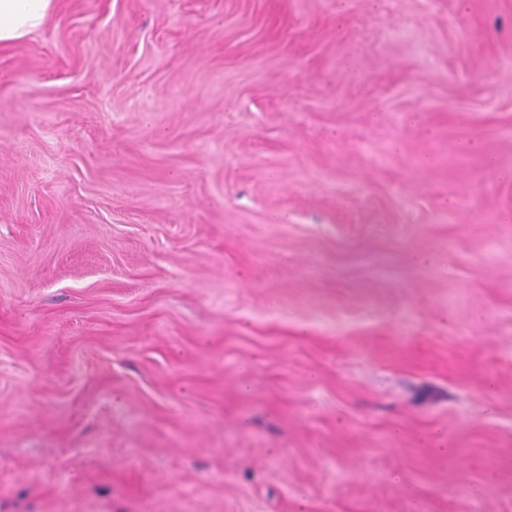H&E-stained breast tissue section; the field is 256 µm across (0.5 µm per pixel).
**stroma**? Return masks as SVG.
I'll return each instance as SVG.
<instances>
[{
	"instance_id": "1",
	"label": "stroma",
	"mask_w": 512,
	"mask_h": 512,
	"mask_svg": "<svg viewBox=\"0 0 512 512\" xmlns=\"http://www.w3.org/2000/svg\"><path fill=\"white\" fill-rule=\"evenodd\" d=\"M0 512H512V0L1 48Z\"/></svg>"
}]
</instances>
